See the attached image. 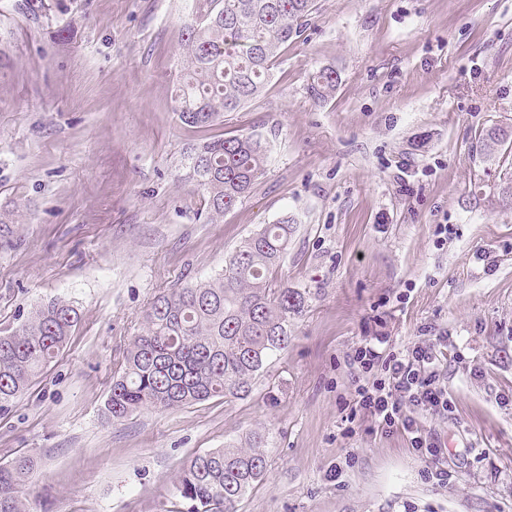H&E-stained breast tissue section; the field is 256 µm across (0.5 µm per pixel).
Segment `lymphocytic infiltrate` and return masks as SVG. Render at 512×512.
I'll return each instance as SVG.
<instances>
[{
	"label": "lymphocytic infiltrate",
	"instance_id": "1",
	"mask_svg": "<svg viewBox=\"0 0 512 512\" xmlns=\"http://www.w3.org/2000/svg\"><path fill=\"white\" fill-rule=\"evenodd\" d=\"M444 357V349L434 345L386 355L376 344L365 343L356 351L354 364L365 373L381 367L383 376L356 387V410L370 416L382 430L407 433L416 451L432 452L433 441L417 427L412 413L447 410L448 392L437 383L435 374Z\"/></svg>",
	"mask_w": 512,
	"mask_h": 512
}]
</instances>
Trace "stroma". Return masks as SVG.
I'll return each instance as SVG.
<instances>
[{
    "label": "stroma",
    "mask_w": 512,
    "mask_h": 512,
    "mask_svg": "<svg viewBox=\"0 0 512 512\" xmlns=\"http://www.w3.org/2000/svg\"><path fill=\"white\" fill-rule=\"evenodd\" d=\"M18 2L0 0V204L21 219L0 241V333L55 297L81 314L0 407V464L36 462L29 512H158L189 457L255 431L267 470L240 512H512V151H477L482 129L512 126V0H315L271 81L204 134L172 110L185 0ZM325 66L339 81L319 103ZM249 133L265 173L207 223L183 155ZM286 216L275 275L307 302L251 394L109 418L153 298L222 273ZM376 336L386 354L447 337L449 407L415 414L438 455L354 413L350 358ZM338 77L333 67H323L316 71L308 84L310 96L318 101H326L336 90Z\"/></svg>",
    "instance_id": "stroma-1"
}]
</instances>
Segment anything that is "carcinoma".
<instances>
[{"instance_id": "carcinoma-1", "label": "carcinoma", "mask_w": 512, "mask_h": 512, "mask_svg": "<svg viewBox=\"0 0 512 512\" xmlns=\"http://www.w3.org/2000/svg\"><path fill=\"white\" fill-rule=\"evenodd\" d=\"M182 56L173 111L205 131L227 112L239 111L273 76L280 54L299 39L315 0H186ZM336 69L323 67L308 84L322 102L336 90ZM491 129L478 136L487 161L501 147ZM190 176L204 192L207 219L216 222L263 175L260 137L203 139L187 154ZM16 211L0 206V239L14 234ZM293 220L284 217L248 237L217 277L157 295L145 313L105 401L118 420L144 408L173 409L213 398L248 395L265 363L288 347V323L302 315L305 296L275 281L288 251ZM80 322L77 307L62 299L38 305L31 316L0 335V404L23 393L63 349ZM35 462L20 456L0 465V512H26L21 488ZM264 436L211 448L191 457L175 486V512H239L242 499L265 474Z\"/></svg>"}]
</instances>
